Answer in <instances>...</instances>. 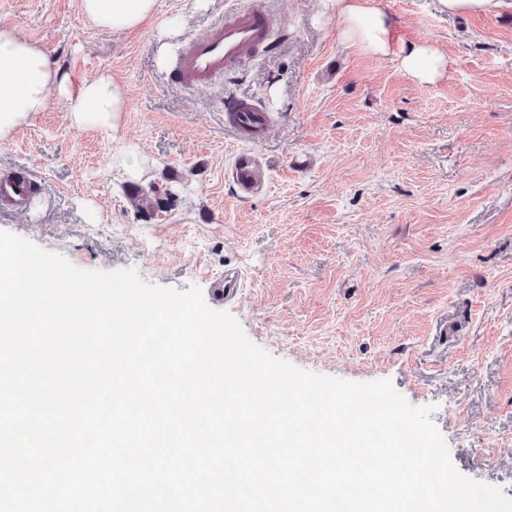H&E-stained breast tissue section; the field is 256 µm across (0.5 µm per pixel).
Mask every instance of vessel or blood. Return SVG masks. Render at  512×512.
Here are the masks:
<instances>
[{
    "mask_svg": "<svg viewBox=\"0 0 512 512\" xmlns=\"http://www.w3.org/2000/svg\"><path fill=\"white\" fill-rule=\"evenodd\" d=\"M270 21L258 6L238 7L214 23L204 36L190 40L179 58L175 81L195 89L210 84L243 64L269 32ZM224 110L241 147L234 155L233 177L239 189L251 192L260 186L259 162L250 149L267 134L273 115L258 103L229 99ZM33 181L21 177L0 182V198L26 208Z\"/></svg>",
    "mask_w": 512,
    "mask_h": 512,
    "instance_id": "1",
    "label": "vessel or blood"
}]
</instances>
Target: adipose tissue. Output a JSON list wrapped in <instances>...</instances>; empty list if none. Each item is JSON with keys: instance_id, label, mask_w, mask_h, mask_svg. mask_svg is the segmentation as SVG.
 <instances>
[{"instance_id": "adipose-tissue-1", "label": "adipose tissue", "mask_w": 512, "mask_h": 512, "mask_svg": "<svg viewBox=\"0 0 512 512\" xmlns=\"http://www.w3.org/2000/svg\"><path fill=\"white\" fill-rule=\"evenodd\" d=\"M336 6L345 43L374 56L394 55L399 68L422 85L449 75L452 61L437 43L395 45V23L379 0H336ZM78 10L94 27L118 32L152 19L158 0H78ZM55 94L64 98L73 126L119 133L129 105L126 87L107 74L72 86L42 45L0 25V141L47 111Z\"/></svg>"}]
</instances>
